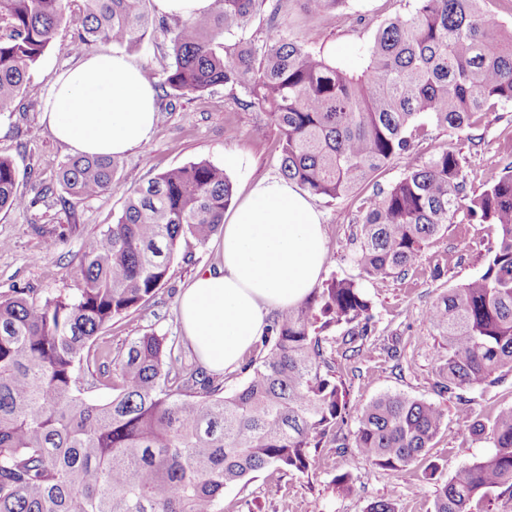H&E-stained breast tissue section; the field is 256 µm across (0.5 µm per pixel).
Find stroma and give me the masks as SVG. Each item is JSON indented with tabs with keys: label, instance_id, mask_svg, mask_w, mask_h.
I'll return each mask as SVG.
<instances>
[{
	"label": "stroma",
	"instance_id": "stroma-1",
	"mask_svg": "<svg viewBox=\"0 0 512 512\" xmlns=\"http://www.w3.org/2000/svg\"><path fill=\"white\" fill-rule=\"evenodd\" d=\"M416 0H349L343 16L308 15L301 0H282L277 20L261 14L248 33L265 36L271 23L304 36L312 45L347 67L360 66L359 50L368 42L373 21L385 20L414 9ZM81 27L77 4H69L57 31L56 46L33 70L24 88L19 110L0 119V156L13 159L20 189L33 204L24 211L0 214V294L22 289L36 300L51 295L75 294L73 273L84 241L106 229L118 217L126 189L147 182L167 169L207 160L223 168L233 185V203H240L252 185L280 174V144L276 127L259 109L240 110L228 88L219 86L203 95L173 99L160 113L151 139L136 152L120 159L117 188L90 200L62 207L55 196H42L41 188L55 187L59 167L70 157L65 145L54 139L43 115L57 75L76 63L65 50ZM128 56L151 81H158L171 62V50L161 33H148L140 49ZM454 151L462 160L468 194H478L512 167V104L485 113L480 125L460 133L432 131L405 157L377 171L372 184L337 200H316L327 235V260L323 280L360 279L352 260L353 241L365 202L376 187L398 181L408 165L424 164L441 150ZM497 229L470 219L459 209L445 232L429 241L416 267L402 278L368 283L371 333L356 359H346L342 344L347 328L325 330V356L343 375L349 389L350 412L343 433L355 431V411L386 392L431 400L441 406L448 423L429 448L424 462L402 477L373 465L351 452L325 450L308 474L265 470L249 483L224 492V512H367L371 503L392 500L397 512H433L438 486L465 462L485 455L490 444L473 433L472 422L490 423L504 407H512V372L501 374L491 385L462 392L460 397L439 394L434 387V367L444 350L431 327L427 312L448 289L480 275L491 257ZM220 236L200 244L181 242L171 263L168 280L138 311L113 321L105 331L112 348H121L146 334L180 336L177 298L198 272L216 268L221 261ZM469 420H462V411ZM435 464L426 477L427 464ZM350 474L352 490L340 492L336 478Z\"/></svg>",
	"mask_w": 512,
	"mask_h": 512
}]
</instances>
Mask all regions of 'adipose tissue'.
Returning a JSON list of instances; mask_svg holds the SVG:
<instances>
[{
    "mask_svg": "<svg viewBox=\"0 0 512 512\" xmlns=\"http://www.w3.org/2000/svg\"><path fill=\"white\" fill-rule=\"evenodd\" d=\"M44 120L74 154L121 156L149 140L156 90L125 55H85L57 77ZM221 253L217 268L183 288L178 312L201 364L231 373L265 334L269 314L298 306L319 283L326 228L307 193L268 177L225 219Z\"/></svg>",
    "mask_w": 512,
    "mask_h": 512,
    "instance_id": "1",
    "label": "adipose tissue"
}]
</instances>
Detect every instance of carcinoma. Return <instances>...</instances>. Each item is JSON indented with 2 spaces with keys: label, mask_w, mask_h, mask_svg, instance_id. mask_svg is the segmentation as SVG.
Segmentation results:
<instances>
[{
  "label": "carcinoma",
  "mask_w": 512,
  "mask_h": 512,
  "mask_svg": "<svg viewBox=\"0 0 512 512\" xmlns=\"http://www.w3.org/2000/svg\"><path fill=\"white\" fill-rule=\"evenodd\" d=\"M66 2L0 0V116L16 110L55 45ZM81 2L68 52L137 48L159 27L172 50L155 85L162 96L241 88L239 108L264 110L279 130L282 177L315 198L355 192L430 127L462 132L512 103V29L492 20L489 0H417L376 25L358 69L278 26L261 41L244 38L258 13L276 19L282 0H215L208 14L158 25L149 0ZM301 2L319 16L341 14L347 0ZM118 169L116 157L68 159L59 202L111 191ZM232 197L224 169L208 161L164 171L130 188L116 222L84 242L74 295L0 298V512H224V489L268 468L306 474L327 447L351 448L397 477L425 459L445 426L429 400L382 394L360 408L351 437L335 432L346 389L319 333L345 324L350 344L369 335L371 303L354 280L333 279L281 312L230 394L166 336H139L117 352L101 341L113 319L162 288L181 241L222 232ZM465 200L498 239L485 271L428 311L448 348L435 387L450 396L512 372V171L469 199L454 152L408 167L367 201L354 253L368 281L402 277ZM27 206L13 160L0 156V212ZM86 373L112 384V399H87ZM472 429L492 450L455 471L433 512H492L493 497L512 496V407Z\"/></svg>",
  "instance_id": "carcinoma-1"
}]
</instances>
